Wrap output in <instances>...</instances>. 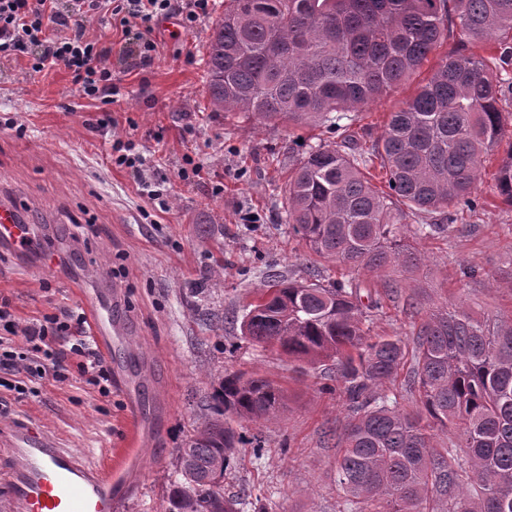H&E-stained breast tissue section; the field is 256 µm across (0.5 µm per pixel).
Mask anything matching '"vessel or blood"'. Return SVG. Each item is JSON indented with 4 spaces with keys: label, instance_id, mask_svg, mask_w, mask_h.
Here are the masks:
<instances>
[{
    "label": "vessel or blood",
    "instance_id": "obj_1",
    "mask_svg": "<svg viewBox=\"0 0 512 512\" xmlns=\"http://www.w3.org/2000/svg\"><path fill=\"white\" fill-rule=\"evenodd\" d=\"M9 250L19 267L37 257L52 264L55 249L34 225L21 223L15 206L0 200V250ZM113 291L94 288L84 295L93 340L104 359L112 344L127 338L129 327L112 318ZM117 480L101 466L62 447L40 426L18 420L0 432V512H113L122 499Z\"/></svg>",
    "mask_w": 512,
    "mask_h": 512
}]
</instances>
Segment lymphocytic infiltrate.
I'll return each instance as SVG.
<instances>
[{
  "instance_id": "obj_1",
  "label": "lymphocytic infiltrate",
  "mask_w": 512,
  "mask_h": 512,
  "mask_svg": "<svg viewBox=\"0 0 512 512\" xmlns=\"http://www.w3.org/2000/svg\"><path fill=\"white\" fill-rule=\"evenodd\" d=\"M209 8L210 0H0V60L26 56L36 72L64 67L83 96L103 99L115 90L110 51L88 39L89 20L106 15L118 20L125 53L146 64L157 48L156 20L177 17L187 32ZM84 323V316L67 313L23 327L0 306V371L9 376L0 387L31 391L46 376L60 378L63 365H46V346L53 336L71 334L73 325Z\"/></svg>"
}]
</instances>
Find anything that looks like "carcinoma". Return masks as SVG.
I'll return each mask as SVG.
<instances>
[{"mask_svg":"<svg viewBox=\"0 0 512 512\" xmlns=\"http://www.w3.org/2000/svg\"><path fill=\"white\" fill-rule=\"evenodd\" d=\"M455 25L467 50L445 59L362 145L342 123L419 69ZM213 112L323 126L333 142L288 157L286 218L315 255L346 270L328 284L276 276L256 289L241 335L336 370L350 417L339 448L342 512H512V316L486 323L437 306L410 335L371 336L381 307L358 276L421 263L412 242L443 236L485 205V156L512 126V0H224L204 57ZM384 175L389 192L373 184ZM493 195L512 206V141ZM422 223L409 226L407 217ZM401 389L414 408L390 398ZM210 412L175 449L164 512H243L251 494L214 483L234 468L236 421L278 416L285 390L257 373H226ZM449 444L437 442L438 433Z\"/></svg>","mask_w":512,"mask_h":512,"instance_id":"carcinoma-1","label":"carcinoma"}]
</instances>
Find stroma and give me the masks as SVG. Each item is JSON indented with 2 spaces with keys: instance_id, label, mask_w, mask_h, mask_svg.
<instances>
[{
  "instance_id": "obj_1",
  "label": "stroma",
  "mask_w": 512,
  "mask_h": 512,
  "mask_svg": "<svg viewBox=\"0 0 512 512\" xmlns=\"http://www.w3.org/2000/svg\"><path fill=\"white\" fill-rule=\"evenodd\" d=\"M223 14L224 0H213L188 33L176 19H160L150 63L113 57L121 93L110 104L79 96L65 69L37 73L24 56L5 65L0 193L55 242L56 263L46 267L33 258L21 270L0 253V302L26 325L65 308L84 312L80 291L100 279L115 289L112 315L134 336L113 351L112 363L136 381L151 423L147 446L125 472L119 512H164L173 450L204 414L218 379L235 370L276 381L288 400L277 419L245 425L244 435L261 438L267 451L258 459L239 456L225 490L247 486L272 497L276 512H339L337 450L323 433L347 418L340 391L325 390L318 369L265 350L240 331L254 289L270 274L323 282L343 275L308 252L285 214L289 155L301 153L311 137L328 140L332 133L210 111L202 58ZM460 40L459 29L444 33L427 68L357 112L352 130L376 139L389 113L431 67L455 54ZM116 140L134 141L147 157L141 178L111 158ZM191 162L200 174L182 176ZM418 248L415 272L362 276L363 287L403 291L372 311L370 335L408 332V295L422 312L446 302L481 321L512 313V207L486 205L449 238L423 240ZM219 264L221 284L207 287ZM465 266L476 277L461 279ZM202 287L207 295H199ZM206 307L223 312V330L203 321ZM77 362L68 356L65 379L43 380L40 395L7 393L0 427L31 420L92 462L120 459L132 427L125 392L116 383L100 394Z\"/></svg>"
}]
</instances>
